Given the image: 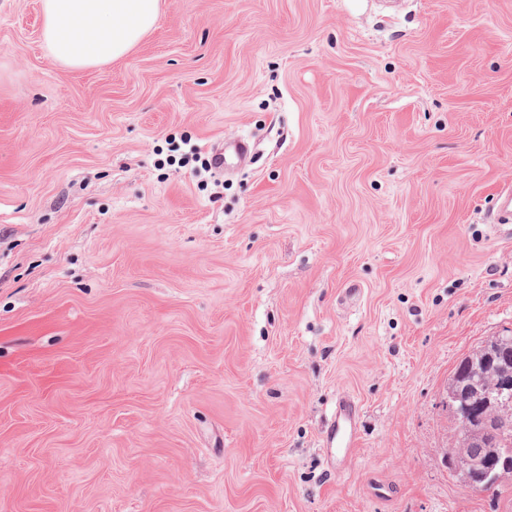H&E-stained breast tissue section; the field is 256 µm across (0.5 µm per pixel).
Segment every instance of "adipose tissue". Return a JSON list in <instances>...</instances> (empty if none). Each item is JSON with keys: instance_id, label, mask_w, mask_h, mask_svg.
I'll return each mask as SVG.
<instances>
[{"instance_id": "1", "label": "adipose tissue", "mask_w": 512, "mask_h": 512, "mask_svg": "<svg viewBox=\"0 0 512 512\" xmlns=\"http://www.w3.org/2000/svg\"><path fill=\"white\" fill-rule=\"evenodd\" d=\"M164 0H41L42 40L63 67H101L155 27Z\"/></svg>"}]
</instances>
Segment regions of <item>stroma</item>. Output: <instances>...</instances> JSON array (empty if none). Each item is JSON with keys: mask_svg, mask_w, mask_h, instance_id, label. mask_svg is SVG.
Segmentation results:
<instances>
[{"mask_svg": "<svg viewBox=\"0 0 512 512\" xmlns=\"http://www.w3.org/2000/svg\"><path fill=\"white\" fill-rule=\"evenodd\" d=\"M41 30L0 0V512H512L446 408L512 329V0H165L83 70ZM327 453L333 457L337 450L350 454L358 447V434L355 424V402L348 396L342 397L336 404L333 425L325 438Z\"/></svg>", "mask_w": 512, "mask_h": 512, "instance_id": "obj_1", "label": "stroma"}]
</instances>
